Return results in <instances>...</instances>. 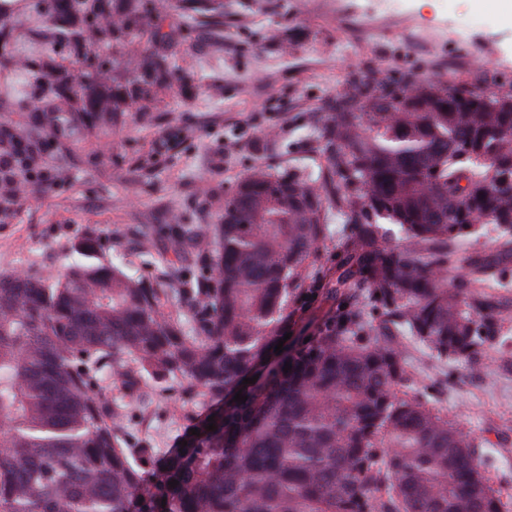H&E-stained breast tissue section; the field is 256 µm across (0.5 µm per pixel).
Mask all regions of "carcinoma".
Here are the masks:
<instances>
[{
    "mask_svg": "<svg viewBox=\"0 0 512 512\" xmlns=\"http://www.w3.org/2000/svg\"><path fill=\"white\" fill-rule=\"evenodd\" d=\"M49 2L55 41L85 61L138 24L112 0ZM41 69L58 99H80L66 69ZM166 76L164 59L140 60L129 96L150 97ZM319 137L317 169L257 165L220 223L168 225L156 251L167 282L100 262L92 234L56 274L0 272V512H502L475 440L431 403L406 349L476 371L499 337L509 304L486 287L512 249L469 258L464 276L448 267L485 224L512 237V91L443 76L362 82ZM333 217L348 231L340 266L356 268L372 313L344 310L277 354ZM108 379L187 421L221 405L215 429L138 501L154 449L127 437ZM238 392L246 402L222 407Z\"/></svg>",
    "mask_w": 512,
    "mask_h": 512,
    "instance_id": "carcinoma-1",
    "label": "carcinoma"
}]
</instances>
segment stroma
I'll list each match as a JSON object with an SVG mask.
<instances>
[{"instance_id": "35a3bbf8", "label": "stroma", "mask_w": 512, "mask_h": 512, "mask_svg": "<svg viewBox=\"0 0 512 512\" xmlns=\"http://www.w3.org/2000/svg\"><path fill=\"white\" fill-rule=\"evenodd\" d=\"M0 1L12 28L0 42V123L38 154L33 167L15 172L29 192L0 211V272H57L90 233L103 245V261L160 279L148 249L161 239L145 230L174 213L219 223L226 193L254 165L318 162L320 120L355 83L449 76L512 88V23L494 0H393L388 8L382 0H280L273 10L266 0H223V10L211 13L189 11L184 0H153L136 41L139 51L169 56L157 98L140 110L129 104L102 113L91 125L79 116L56 131L47 116L61 101L48 94L32 107L29 79L48 56L69 70L79 63L39 34L36 0ZM14 55L29 68L9 66ZM126 59L122 45L102 51L108 73L85 82V104L128 88ZM336 277L331 252L311 275L313 299L291 307L289 333L315 336L340 307L366 308V289L337 288ZM407 350L420 375L439 380L436 407L481 443L486 476L512 500V316L476 372L414 343ZM126 426L159 463L187 433L181 415L158 399L135 403Z\"/></svg>"}]
</instances>
